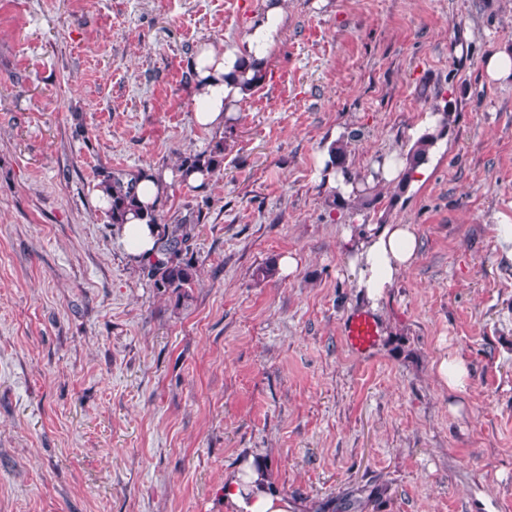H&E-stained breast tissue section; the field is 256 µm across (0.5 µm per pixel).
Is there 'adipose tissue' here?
<instances>
[{"label":"adipose tissue","instance_id":"adipose-tissue-1","mask_svg":"<svg viewBox=\"0 0 512 512\" xmlns=\"http://www.w3.org/2000/svg\"><path fill=\"white\" fill-rule=\"evenodd\" d=\"M264 13L239 42L205 43L191 60L194 120L207 129L223 128L238 103L253 91V71L266 69L285 19L283 0H264ZM349 269L358 288L373 301L382 299L417 260L419 241L413 225L370 228L351 245ZM295 504L271 483L264 465L245 462L224 477V512H295Z\"/></svg>","mask_w":512,"mask_h":512}]
</instances>
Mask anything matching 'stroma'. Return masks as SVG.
I'll use <instances>...</instances> for the list:
<instances>
[{
	"mask_svg": "<svg viewBox=\"0 0 512 512\" xmlns=\"http://www.w3.org/2000/svg\"><path fill=\"white\" fill-rule=\"evenodd\" d=\"M284 8L265 81L218 133L194 122L189 59L240 41L263 0H0V512H224L249 458L304 508L512 512V78L483 65L512 52V0ZM448 101L422 184L329 206L334 141L367 174ZM219 143L208 185L174 178L158 207L195 227L178 306L95 190ZM370 224L419 240L375 302L346 256ZM355 310L378 327L364 355L342 336ZM454 356L461 391L437 372Z\"/></svg>",
	"mask_w": 512,
	"mask_h": 512,
	"instance_id": "stroma-1",
	"label": "stroma"
}]
</instances>
